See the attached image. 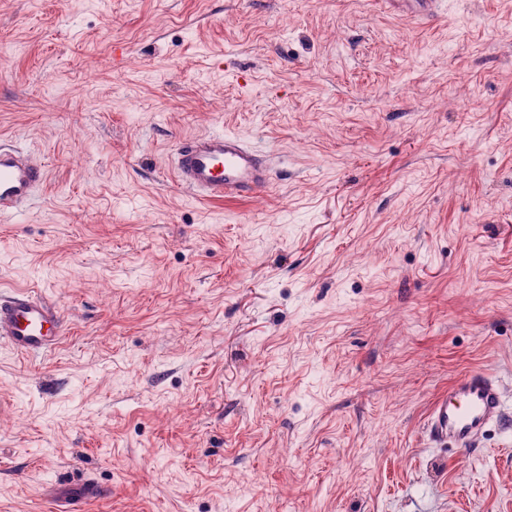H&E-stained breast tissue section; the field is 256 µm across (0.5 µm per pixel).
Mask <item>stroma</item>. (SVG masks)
<instances>
[{"mask_svg":"<svg viewBox=\"0 0 512 512\" xmlns=\"http://www.w3.org/2000/svg\"><path fill=\"white\" fill-rule=\"evenodd\" d=\"M271 186L171 173L214 130ZM0 291L68 335L0 342V512H512V422L432 448L481 368L512 406V0H0ZM173 177L177 185L210 202L247 199L271 181L263 156L224 130L198 136L181 146L173 162ZM46 180L45 166L28 151L0 144V216L22 212ZM66 333L60 308L27 289L0 293V341L21 356L58 347ZM70 496L74 501L72 503H65V506H62V510L65 512H78L81 505L99 499L102 496V490L95 485L83 484L75 487Z\"/></svg>","mask_w":512,"mask_h":512,"instance_id":"obj_1","label":"stroma"}]
</instances>
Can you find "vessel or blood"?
Wrapping results in <instances>:
<instances>
[{"instance_id": "obj_1", "label": "vessel or blood", "mask_w": 512, "mask_h": 512, "mask_svg": "<svg viewBox=\"0 0 512 512\" xmlns=\"http://www.w3.org/2000/svg\"><path fill=\"white\" fill-rule=\"evenodd\" d=\"M177 185L210 202L244 200L270 181L269 165L260 153L237 135L221 130L198 136L178 150L173 162ZM47 180L44 165L28 151L0 144V216L19 214ZM66 324L57 304L27 289L0 293V341L16 354H43L58 347ZM503 390L489 373L472 369L453 379L447 395L429 412L426 431L439 448L473 446L505 414ZM101 488L75 487L64 512L99 499Z\"/></svg>"}]
</instances>
